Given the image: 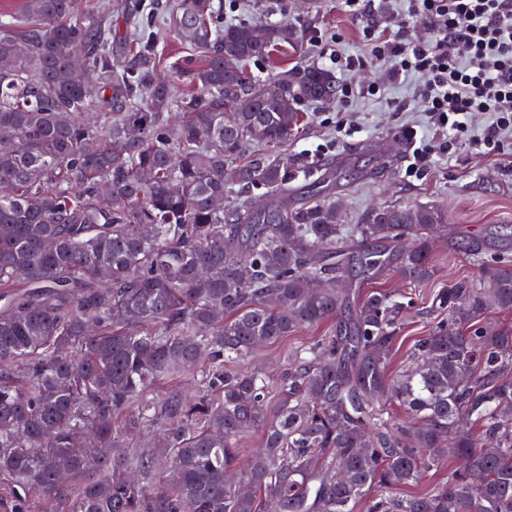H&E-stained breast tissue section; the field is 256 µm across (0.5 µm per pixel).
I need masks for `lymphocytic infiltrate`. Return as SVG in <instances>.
Segmentation results:
<instances>
[{
  "mask_svg": "<svg viewBox=\"0 0 512 512\" xmlns=\"http://www.w3.org/2000/svg\"><path fill=\"white\" fill-rule=\"evenodd\" d=\"M346 13L362 24L366 53L346 58V67L383 61L421 80L419 95L434 125L464 133L470 117L489 122L471 140L482 153L496 151L512 132V0H415L429 20L420 37L406 27L386 33L370 19L372 0H343Z\"/></svg>",
  "mask_w": 512,
  "mask_h": 512,
  "instance_id": "obj_1",
  "label": "lymphocytic infiltrate"
}]
</instances>
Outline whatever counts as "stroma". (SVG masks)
I'll list each match as a JSON object with an SVG mask.
<instances>
[{"mask_svg": "<svg viewBox=\"0 0 512 512\" xmlns=\"http://www.w3.org/2000/svg\"><path fill=\"white\" fill-rule=\"evenodd\" d=\"M224 24L260 20L271 25L291 23L305 34L303 53L283 50L258 60L250 71L265 76L273 68L296 63L332 68L337 85H351L352 97L336 95L330 102L305 105L309 120L288 150L302 153L316 164V176H296L288 200L301 204L319 188V180L335 174L337 202L353 212L376 203L429 204L448 213L447 231L433 234L434 277L411 284L393 271L364 284V291L399 293L420 307L419 315L404 320L397 342L387 358L389 373L401 371L414 345L432 326L424 307L448 279H475L479 265L455 247L456 240L475 238L484 244L485 262L512 261V244L502 240L500 228L512 226V135L505 136L496 152L484 154L470 146L468 137L444 139L436 132L418 96L420 80L396 74L389 64L367 62L346 69L331 64L330 54L345 57L365 52L361 25L343 10L341 0H222ZM112 18L115 55L132 46L134 25L159 32L156 49L161 58L189 56L176 35L172 16L178 0H96ZM373 19L381 26L405 21L413 33L427 35L425 15L412 11L409 0H375ZM415 128L434 146L433 163L421 175L405 171L407 155L401 145L406 128ZM335 320L304 328L263 348L245 361L248 370L278 373L287 353L322 336L332 335Z\"/></svg>", "mask_w": 512, "mask_h": 512, "instance_id": "obj_1", "label": "stroma"}]
</instances>
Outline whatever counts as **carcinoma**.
<instances>
[{"instance_id": "cac0c4a2", "label": "carcinoma", "mask_w": 512, "mask_h": 512, "mask_svg": "<svg viewBox=\"0 0 512 512\" xmlns=\"http://www.w3.org/2000/svg\"><path fill=\"white\" fill-rule=\"evenodd\" d=\"M175 25L194 52L180 94L154 38L113 58L108 15L79 0H26L0 22V512H263L264 497L277 512H512V328L483 322L512 310V265L465 244L479 278L439 289L443 318L390 376L413 303L369 291L353 307V282L429 281L447 214L288 204L312 162L286 146L334 73L250 75L303 38L224 26L217 0H180ZM336 315L278 374L238 369Z\"/></svg>"}]
</instances>
